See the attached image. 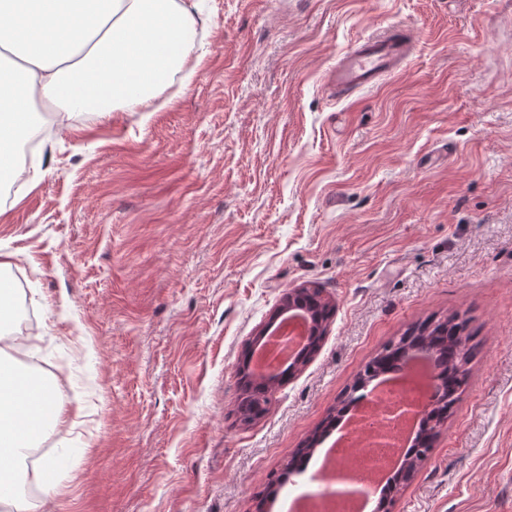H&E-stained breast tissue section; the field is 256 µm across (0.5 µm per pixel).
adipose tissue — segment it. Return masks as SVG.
<instances>
[{
  "label": "adipose tissue",
  "instance_id": "adipose-tissue-1",
  "mask_svg": "<svg viewBox=\"0 0 512 512\" xmlns=\"http://www.w3.org/2000/svg\"><path fill=\"white\" fill-rule=\"evenodd\" d=\"M197 0H0V182L27 173L17 147L39 128V105L58 128L78 112L149 111L178 73L205 55ZM59 392L35 382L0 346V503L15 502L17 462L63 423Z\"/></svg>",
  "mask_w": 512,
  "mask_h": 512
}]
</instances>
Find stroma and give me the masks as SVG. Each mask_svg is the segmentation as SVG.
Masks as SVG:
<instances>
[{
	"label": "stroma",
	"instance_id": "obj_1",
	"mask_svg": "<svg viewBox=\"0 0 512 512\" xmlns=\"http://www.w3.org/2000/svg\"><path fill=\"white\" fill-rule=\"evenodd\" d=\"M207 53L152 112L77 114L0 208V261L61 382L57 492L28 512H289V470L389 343L456 314L476 354L392 512H512V0H204ZM399 26L409 61L336 97L326 72ZM332 315L238 412L289 289ZM305 336L307 338V349L294 361V364L288 368V372H292L296 367L303 362L309 355V350L316 351L324 336V330L318 326V323L312 320L309 316L306 319Z\"/></svg>",
	"mask_w": 512,
	"mask_h": 512
}]
</instances>
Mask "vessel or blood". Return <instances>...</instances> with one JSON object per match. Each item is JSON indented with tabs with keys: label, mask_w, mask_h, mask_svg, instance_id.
Returning <instances> with one entry per match:
<instances>
[{
	"label": "vessel or blood",
	"mask_w": 512,
	"mask_h": 512,
	"mask_svg": "<svg viewBox=\"0 0 512 512\" xmlns=\"http://www.w3.org/2000/svg\"><path fill=\"white\" fill-rule=\"evenodd\" d=\"M410 52V38L394 32L361 39L330 70L331 88L348 95L375 87L406 62Z\"/></svg>",
	"instance_id": "vessel-or-blood-1"
}]
</instances>
